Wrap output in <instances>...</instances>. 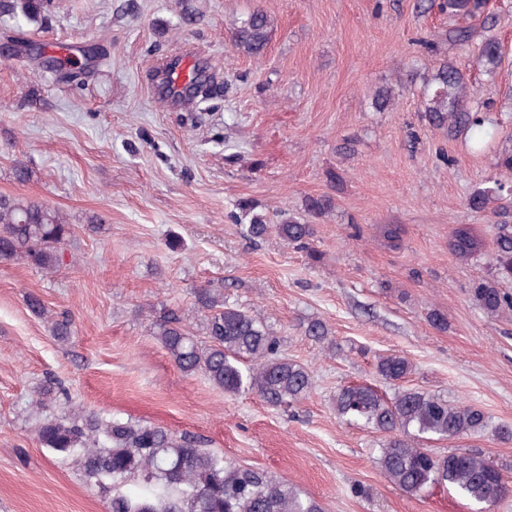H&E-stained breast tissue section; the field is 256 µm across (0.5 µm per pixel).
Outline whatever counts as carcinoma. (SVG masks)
<instances>
[{
  "label": "carcinoma",
  "mask_w": 512,
  "mask_h": 512,
  "mask_svg": "<svg viewBox=\"0 0 512 512\" xmlns=\"http://www.w3.org/2000/svg\"><path fill=\"white\" fill-rule=\"evenodd\" d=\"M46 0H0V18L16 26L42 27ZM448 17L474 16L484 0H443ZM272 21L261 9L251 11L235 34L237 52L262 56L268 46ZM475 30L451 27L446 40L461 49L474 42ZM503 55L498 38L485 34L478 46L484 71L495 73ZM494 101L482 98L456 65L443 58L420 90V112L429 125L451 133L470 132V148L480 151L490 137L486 113ZM503 186L479 187L466 200L467 208L484 210L497 199ZM336 207L330 194L309 196L305 211L323 218ZM237 221H247L246 233L256 240L274 232L286 243L308 249L314 226L280 213L269 222L267 214L250 201L239 203ZM66 216L34 201L0 195V262L26 259L43 270L62 263L58 244L68 232ZM496 250L492 257L495 280L471 289L473 302L486 314L512 309V294L498 281L512 279V224L494 225ZM481 240L467 224L458 225L449 242L451 251L469 258L481 250ZM204 311L205 339L187 328L179 310L160 313L153 325L155 336L176 367L185 375L203 374L212 386L227 395L242 391L257 394L267 405L291 409L302 402L312 387L308 369L281 352L279 339L261 319L209 286L195 295ZM60 341L73 336L69 319L51 322ZM305 335L326 349L335 340L326 322L307 320ZM377 374L388 382H402L413 371L399 354L377 357ZM336 415L384 434L377 464L383 475L400 490L419 495L435 486H447L482 510L512 494L498 468L477 453L436 456L421 446L431 437L440 439L491 432L512 441V427L492 425L489 415L474 405L451 404L415 388H403L386 399L373 387L351 384L341 387L333 401ZM42 447L59 455L78 454L84 476L99 485L112 484L108 512H323L321 504L287 480L260 468L237 465L224 455L200 447L190 433L176 436L163 427L71 411L50 413L37 426Z\"/></svg>",
  "instance_id": "carcinoma-1"
}]
</instances>
